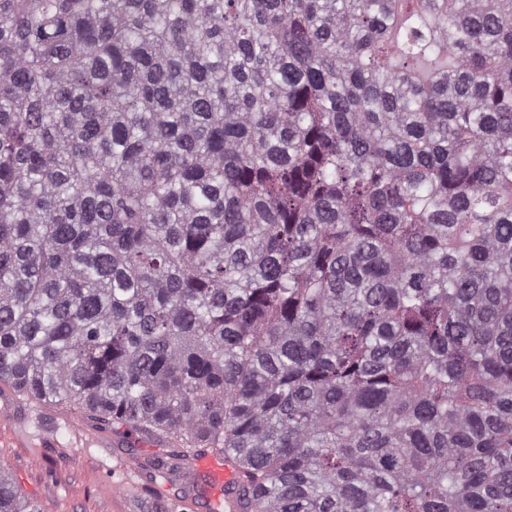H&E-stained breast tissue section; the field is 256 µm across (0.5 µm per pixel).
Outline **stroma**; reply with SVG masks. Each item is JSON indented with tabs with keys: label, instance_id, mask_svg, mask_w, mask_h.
<instances>
[{
	"label": "stroma",
	"instance_id": "stroma-1",
	"mask_svg": "<svg viewBox=\"0 0 512 512\" xmlns=\"http://www.w3.org/2000/svg\"><path fill=\"white\" fill-rule=\"evenodd\" d=\"M7 404L6 418L0 422V462L25 493L40 497L49 512H130V501L117 489L121 477L113 468L132 456L150 457L153 446L73 448L69 430L61 423L51 445L31 448L27 435L43 431L28 414L31 402L13 395Z\"/></svg>",
	"mask_w": 512,
	"mask_h": 512
}]
</instances>
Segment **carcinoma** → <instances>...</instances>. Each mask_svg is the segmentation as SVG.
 <instances>
[{
	"mask_svg": "<svg viewBox=\"0 0 512 512\" xmlns=\"http://www.w3.org/2000/svg\"><path fill=\"white\" fill-rule=\"evenodd\" d=\"M0 385L241 512H512V0H0ZM206 479V483L197 489L200 495L190 494L188 488L200 483L199 476ZM239 473L224 456L207 454L197 456L193 461V468L183 473L180 481L181 494L171 497L169 512H184L189 506L197 511L214 510L213 506L220 505L224 499V512H240L234 494L231 493L239 483Z\"/></svg>",
	"mask_w": 512,
	"mask_h": 512,
	"instance_id": "1",
	"label": "carcinoma"
}]
</instances>
